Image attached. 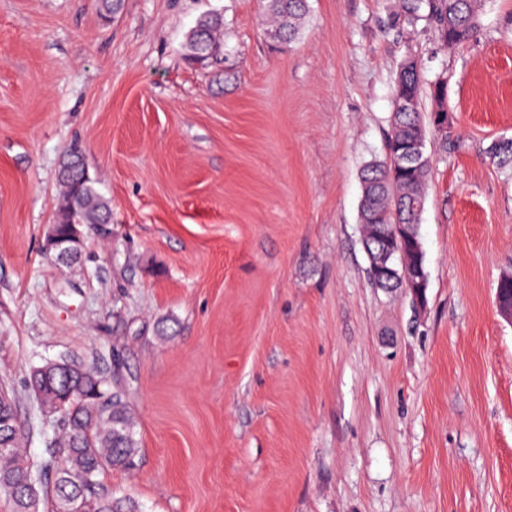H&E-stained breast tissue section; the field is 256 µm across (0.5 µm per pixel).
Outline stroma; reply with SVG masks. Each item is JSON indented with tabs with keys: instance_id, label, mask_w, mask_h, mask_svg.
<instances>
[{
	"instance_id": "stroma-1",
	"label": "stroma",
	"mask_w": 512,
	"mask_h": 512,
	"mask_svg": "<svg viewBox=\"0 0 512 512\" xmlns=\"http://www.w3.org/2000/svg\"><path fill=\"white\" fill-rule=\"evenodd\" d=\"M393 2L308 0L283 43L260 0H0V385L31 460L60 421L25 381L65 358L126 382L139 455L103 479L141 512H512V172L489 152L512 138V0L445 50L394 31ZM210 11L224 60L190 63ZM410 48L450 116L419 309L372 283L358 222ZM74 143L112 222L63 267Z\"/></svg>"
}]
</instances>
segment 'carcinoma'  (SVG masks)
Masks as SVG:
<instances>
[{"label":"carcinoma","instance_id":"cac0c4a2","mask_svg":"<svg viewBox=\"0 0 512 512\" xmlns=\"http://www.w3.org/2000/svg\"><path fill=\"white\" fill-rule=\"evenodd\" d=\"M477 6L478 0H398L395 20L412 27L421 20L428 22L446 48L473 37ZM263 8L272 21L271 31L278 33L280 40L290 42L301 34L307 0H263ZM222 27L218 14L200 17L187 36L188 57L200 63L218 57L223 50ZM422 79L423 67L409 49L395 80L388 157L408 142L426 145V125L420 112ZM445 92L444 81L431 83L435 107L428 126L444 137L448 127L439 125L438 116H448L443 105ZM490 154L502 167L512 169V139L494 143ZM431 170L432 155L425 152L408 173L392 167L387 159L369 164L361 172L364 243L376 249L389 225H413L414 239L406 249L413 268L424 259L419 224ZM59 177L63 191L56 223L86 228L112 223L111 203L97 182L86 175L79 150L67 151ZM28 386L43 404L64 402L61 460L43 463L41 470L54 472L52 483L40 484L31 492L30 484L36 482L34 465L21 450L25 430L16 414L15 399L10 395L1 400L0 414L10 416L13 427L7 432L9 449L0 452V503L8 512H140L134 502L115 497L102 479L109 469L132 468L139 453L127 386L118 374H113L109 387L98 370L48 362L31 371Z\"/></svg>","mask_w":512,"mask_h":512}]
</instances>
